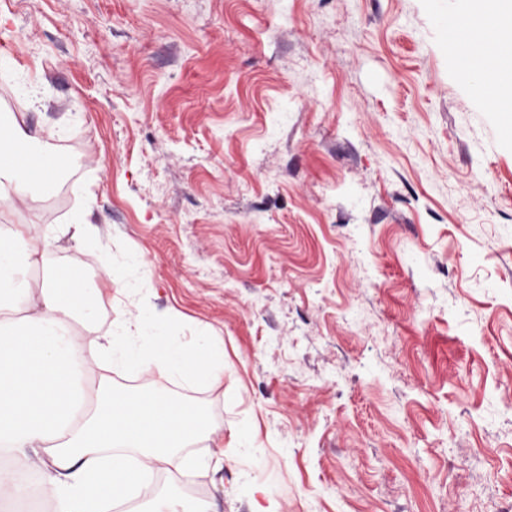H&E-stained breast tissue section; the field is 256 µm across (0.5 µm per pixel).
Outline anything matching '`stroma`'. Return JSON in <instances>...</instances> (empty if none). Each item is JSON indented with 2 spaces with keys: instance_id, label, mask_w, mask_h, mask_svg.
Here are the masks:
<instances>
[{
  "instance_id": "1",
  "label": "stroma",
  "mask_w": 512,
  "mask_h": 512,
  "mask_svg": "<svg viewBox=\"0 0 512 512\" xmlns=\"http://www.w3.org/2000/svg\"><path fill=\"white\" fill-rule=\"evenodd\" d=\"M467 0H0V113L68 155L1 225L60 229L93 338L224 344L184 385L211 512L512 505V115L448 51ZM82 216V228L72 220ZM128 283L100 273L103 257Z\"/></svg>"
}]
</instances>
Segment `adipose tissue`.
I'll use <instances>...</instances> for the list:
<instances>
[{
	"mask_svg": "<svg viewBox=\"0 0 512 512\" xmlns=\"http://www.w3.org/2000/svg\"><path fill=\"white\" fill-rule=\"evenodd\" d=\"M450 53L469 49L468 35L495 34L512 44V0H477L475 12L448 22ZM68 158L0 115V201L45 191L67 170ZM55 230L31 237L0 228V451L15 464L0 470V487L27 494L39 470L53 512H209L206 504L180 506L166 493L136 501L157 470L190 474L183 448L211 435L214 424L198 407L165 392L114 393L107 381L78 385L75 363L106 359L133 364L185 382L224 376V349L204 337L193 349L125 321L124 336L108 343L80 336L97 305L73 272L57 269L38 284L29 273L51 249ZM34 456H27V449Z\"/></svg>",
	"mask_w": 512,
	"mask_h": 512,
	"instance_id": "obj_1",
	"label": "adipose tissue"
}]
</instances>
